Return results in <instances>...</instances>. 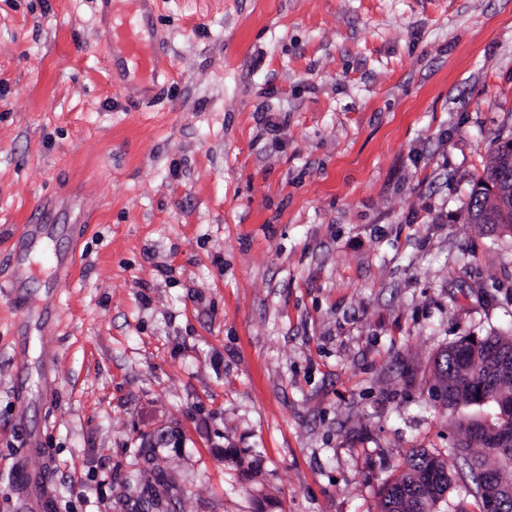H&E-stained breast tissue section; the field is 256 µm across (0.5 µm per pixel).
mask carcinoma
<instances>
[{
	"mask_svg": "<svg viewBox=\"0 0 512 512\" xmlns=\"http://www.w3.org/2000/svg\"><path fill=\"white\" fill-rule=\"evenodd\" d=\"M434 374L448 409L491 404L495 418L486 425L453 418L462 440L448 459L424 450L412 453L402 473L385 484L380 512H434L460 469L467 470L476 488L492 475L488 488L500 500L499 512H512V445L500 443L502 427L512 426V335L477 343L465 337L438 353ZM143 495L149 509L163 508L170 498L162 483L148 487Z\"/></svg>",
	"mask_w": 512,
	"mask_h": 512,
	"instance_id": "1",
	"label": "carcinoma"
}]
</instances>
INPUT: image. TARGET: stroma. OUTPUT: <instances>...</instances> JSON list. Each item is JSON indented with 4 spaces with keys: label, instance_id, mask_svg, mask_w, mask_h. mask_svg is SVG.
<instances>
[{
    "label": "stroma",
    "instance_id": "35a3bbf8",
    "mask_svg": "<svg viewBox=\"0 0 512 512\" xmlns=\"http://www.w3.org/2000/svg\"><path fill=\"white\" fill-rule=\"evenodd\" d=\"M0 0V512H380L447 457L433 360L512 333V0ZM108 19L104 32L112 43V53L134 71L142 84H157L162 72L152 34L145 23L150 0H103ZM129 2V6L125 3Z\"/></svg>",
    "mask_w": 512,
    "mask_h": 512
}]
</instances>
